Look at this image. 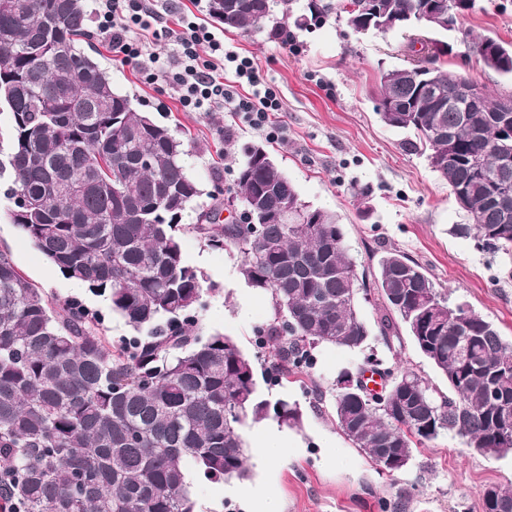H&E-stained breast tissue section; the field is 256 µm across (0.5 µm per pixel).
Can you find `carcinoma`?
Returning a JSON list of instances; mask_svg holds the SVG:
<instances>
[{
  "label": "carcinoma",
  "instance_id": "cac0c4a2",
  "mask_svg": "<svg viewBox=\"0 0 512 512\" xmlns=\"http://www.w3.org/2000/svg\"><path fill=\"white\" fill-rule=\"evenodd\" d=\"M275 0H207L208 15L241 32L269 27L286 39ZM430 0H370V30L417 28ZM428 23L457 29L475 0ZM483 65L512 75V43L466 32ZM92 37L84 0H0V106L11 113L0 138L9 175V217L69 279L106 297L138 335L112 344L77 302L38 288L0 250V512H196L189 472L244 480L243 428L273 415L299 428V404L272 402L257 388L250 358L230 336L193 335L204 273L182 234L235 250L245 284L265 292L271 320L256 330L274 383L287 386L313 366L319 345L362 351L370 332L354 302L378 295L376 323L386 346L405 327L448 380L436 396L415 373L368 355L332 384L337 427L375 464L405 470L416 449L441 435L482 456L512 453V341L466 304L448 305L428 270L386 249L377 271L357 272L336 215L311 208L262 144L242 148L229 192L264 216L250 234L247 210L227 224L183 225L202 195L187 171L183 143L133 108L108 71L82 47ZM420 64L380 76L382 122L413 133L409 152L426 155L468 219L454 235H475L512 262V112L476 83L478 103L456 94L457 75ZM296 208L288 222L270 214ZM382 368L375 401L364 373ZM413 488L383 509L410 512ZM483 512H512V486L488 484Z\"/></svg>",
  "mask_w": 512,
  "mask_h": 512
}]
</instances>
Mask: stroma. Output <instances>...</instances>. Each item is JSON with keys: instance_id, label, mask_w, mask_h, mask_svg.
Segmentation results:
<instances>
[{"instance_id": "35a3bbf8", "label": "stroma", "mask_w": 512, "mask_h": 512, "mask_svg": "<svg viewBox=\"0 0 512 512\" xmlns=\"http://www.w3.org/2000/svg\"><path fill=\"white\" fill-rule=\"evenodd\" d=\"M152 2L168 22L193 15L223 39L225 50L253 58L262 86L272 88L280 103L262 130L224 109L185 110L168 85L146 83L113 56L107 43L93 38L114 88L129 95L137 111L164 118L185 143L183 161L202 195L188 208L184 223H196L198 212L212 205L214 186L232 184L244 144L266 145L301 199L336 215L358 269L375 267L383 249L402 250L428 269L449 303L468 304L512 341V268L473 237L451 234L465 217L447 182L432 171L426 156L406 152V132L386 126L376 112L381 71L407 62L404 34L356 33L333 12L320 23L298 28L293 21L305 12L308 0H278L275 16L291 26L289 39L282 41L269 38L264 29L240 33L212 23L207 0ZM461 23L474 35L512 42V0H476ZM444 39L454 44L452 56L443 61L449 71L465 73L491 92L512 95V78L485 68L467 45L454 43L452 34ZM7 185V177H0V249L45 292L63 301L78 300L97 313L112 343L131 337L132 329L104 297L65 277L11 223ZM183 247L193 265L220 286L205 294L197 309L201 334L233 337L255 356L256 376H264L267 364L257 356L255 331L272 316L268 295L245 284L236 251L209 249L191 233L184 235ZM368 352L416 372L439 394H447V379L405 331L388 345L370 338L364 353L319 347L309 376L330 390L338 372L355 369ZM288 399L304 413L302 427L288 431V452L276 462L266 461L254 446L253 428H246L250 478L193 479L197 512H249L237 494L243 487L273 494L281 512H381V499L410 484L417 489L415 512H454L462 501L472 512H481L483 485L512 486V454L488 458L448 435L418 449L405 471L379 472L338 429L330 399L315 402L297 384L289 385Z\"/></svg>"}]
</instances>
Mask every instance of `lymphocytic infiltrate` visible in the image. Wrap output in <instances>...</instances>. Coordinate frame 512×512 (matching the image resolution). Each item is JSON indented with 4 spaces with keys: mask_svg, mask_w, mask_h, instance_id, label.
<instances>
[{
    "mask_svg": "<svg viewBox=\"0 0 512 512\" xmlns=\"http://www.w3.org/2000/svg\"><path fill=\"white\" fill-rule=\"evenodd\" d=\"M97 30L121 63L132 66L147 83L166 81L179 94L184 108L212 111L225 108L240 114L254 129H263L269 113L278 111L279 102L272 91H260L254 62L246 56L225 52L224 44L207 27L186 21L180 29L163 24L149 0H96ZM145 33L142 41H130V26ZM164 38L175 43L179 52L171 64H163L150 45ZM230 63L236 77L253 88L252 94L239 96L217 82L214 73Z\"/></svg>",
    "mask_w": 512,
    "mask_h": 512,
    "instance_id": "lymphocytic-infiltrate-1",
    "label": "lymphocytic infiltrate"
}]
</instances>
